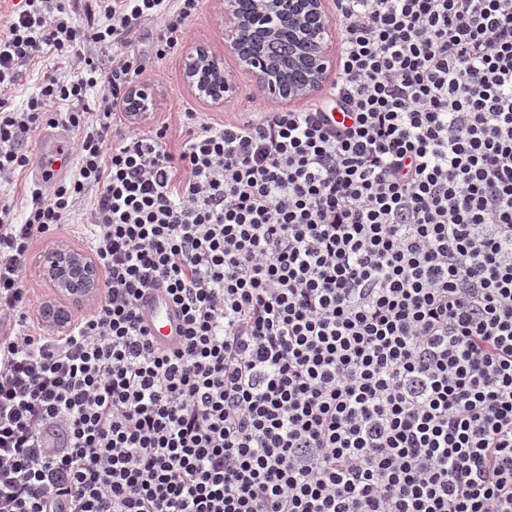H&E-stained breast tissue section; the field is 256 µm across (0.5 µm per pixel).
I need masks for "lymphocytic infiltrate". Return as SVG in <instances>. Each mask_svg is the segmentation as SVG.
<instances>
[{
	"label": "lymphocytic infiltrate",
	"mask_w": 512,
	"mask_h": 512,
	"mask_svg": "<svg viewBox=\"0 0 512 512\" xmlns=\"http://www.w3.org/2000/svg\"><path fill=\"white\" fill-rule=\"evenodd\" d=\"M334 5L327 97L183 107L174 153L117 113L146 24L165 60L201 0H94L82 25L19 0L0 181L40 126L76 139L68 178L0 196V512H512V0ZM65 226L104 281L62 334L24 279ZM156 287L175 350L141 323ZM143 324L155 343L175 350L182 343L183 318L180 309L160 290H147L140 300Z\"/></svg>",
	"instance_id": "1"
}]
</instances>
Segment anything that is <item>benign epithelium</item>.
Returning a JSON list of instances; mask_svg holds the SVG:
<instances>
[{"label": "benign epithelium", "mask_w": 512, "mask_h": 512, "mask_svg": "<svg viewBox=\"0 0 512 512\" xmlns=\"http://www.w3.org/2000/svg\"><path fill=\"white\" fill-rule=\"evenodd\" d=\"M327 0H222L224 45L237 67L248 74L256 93L288 105L313 96L330 80L329 63L336 52L335 33ZM288 37L292 53L288 66L259 47L260 41ZM183 76L194 98L221 108L234 99L238 85L224 69V60L207 46L193 44L182 58ZM127 111L147 113L148 93L130 88ZM57 300L41 316L57 330H67L75 309L95 300L102 286L101 268L89 251L58 243L40 265Z\"/></svg>", "instance_id": "benign-epithelium-1"}]
</instances>
